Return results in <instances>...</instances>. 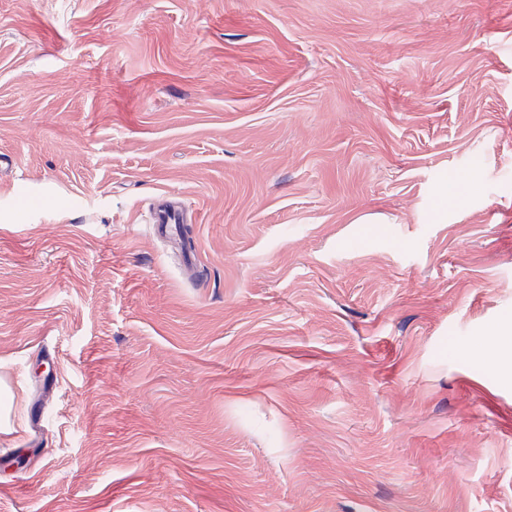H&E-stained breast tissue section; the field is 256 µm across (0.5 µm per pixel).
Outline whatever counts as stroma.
Masks as SVG:
<instances>
[{"label": "stroma", "mask_w": 512, "mask_h": 512, "mask_svg": "<svg viewBox=\"0 0 512 512\" xmlns=\"http://www.w3.org/2000/svg\"><path fill=\"white\" fill-rule=\"evenodd\" d=\"M1 155L0 512H512V0H0ZM184 209L178 202H167L156 209L150 215V223L156 224L160 231L167 232L169 224H183Z\"/></svg>", "instance_id": "1"}]
</instances>
